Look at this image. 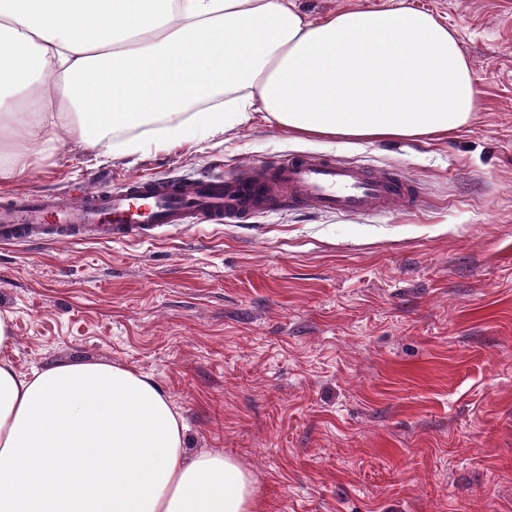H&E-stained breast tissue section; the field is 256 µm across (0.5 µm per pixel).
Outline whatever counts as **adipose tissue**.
Instances as JSON below:
<instances>
[{
  "mask_svg": "<svg viewBox=\"0 0 512 512\" xmlns=\"http://www.w3.org/2000/svg\"><path fill=\"white\" fill-rule=\"evenodd\" d=\"M477 89L430 12L294 0H0V184L72 143L135 157L223 140L253 111L311 136L419 139L466 125ZM0 310V512H260L252 473L189 455L147 375L65 362L20 375ZM402 0H296L298 9L308 18L317 19L327 14L348 9L395 8Z\"/></svg>",
  "mask_w": 512,
  "mask_h": 512,
  "instance_id": "ef3b65f1",
  "label": "adipose tissue"
}]
</instances>
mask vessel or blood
Returning a JSON list of instances; mask_svg holds the SVG:
<instances>
[{"label": "vessel or blood", "instance_id": "obj_1", "mask_svg": "<svg viewBox=\"0 0 512 512\" xmlns=\"http://www.w3.org/2000/svg\"><path fill=\"white\" fill-rule=\"evenodd\" d=\"M420 191L400 171L373 170L317 153L258 163L243 174L136 178L120 188L38 190L0 203V243L135 240L192 224H240L290 206L336 214L381 215L415 209Z\"/></svg>", "mask_w": 512, "mask_h": 512}]
</instances>
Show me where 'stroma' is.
<instances>
[{
	"mask_svg": "<svg viewBox=\"0 0 512 512\" xmlns=\"http://www.w3.org/2000/svg\"><path fill=\"white\" fill-rule=\"evenodd\" d=\"M402 1L448 24L470 65L477 110L448 135L308 139L258 112L223 141L134 159L66 144L0 198L309 151L398 169L417 210L0 246L19 373L149 376L190 454L244 464L262 512H512V0L296 5L317 19Z\"/></svg>",
	"mask_w": 512,
	"mask_h": 512,
	"instance_id": "stroma-1",
	"label": "stroma"
}]
</instances>
